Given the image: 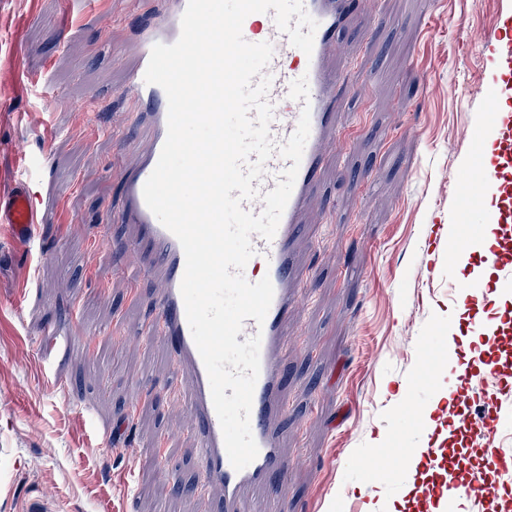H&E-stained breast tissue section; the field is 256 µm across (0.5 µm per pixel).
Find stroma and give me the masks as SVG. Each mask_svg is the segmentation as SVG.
<instances>
[{
	"instance_id": "35a3bbf8",
	"label": "stroma",
	"mask_w": 512,
	"mask_h": 512,
	"mask_svg": "<svg viewBox=\"0 0 512 512\" xmlns=\"http://www.w3.org/2000/svg\"><path fill=\"white\" fill-rule=\"evenodd\" d=\"M165 0H0V29L34 12L21 31L22 63L48 77L61 103L11 98L20 112L0 147L32 151L47 127L40 189L45 260L0 257V300L19 303L0 318V512H207L178 495L175 475H200L172 350L149 334L159 283L134 277L136 255L118 222L123 176L149 147L132 118L128 88L136 33ZM378 23L354 24L337 39L345 68L344 144L306 215L299 247L303 293L283 355L288 412L282 449L294 461L288 512H398L413 471L387 479L368 467L426 447L428 427L448 414L446 393L461 371L498 354L480 335L489 318L512 320V292L485 277L477 296L449 306L429 278L465 279L430 268L428 253L472 144L486 88L512 112V78L498 73L475 36L501 25L496 0H363ZM112 223L111 234L98 225ZM68 326L88 356L63 355L38 326ZM93 408L111 426L99 447L85 419Z\"/></svg>"
}]
</instances>
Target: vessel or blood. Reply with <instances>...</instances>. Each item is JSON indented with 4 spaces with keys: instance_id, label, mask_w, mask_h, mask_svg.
<instances>
[{
    "instance_id": "vessel-or-blood-1",
    "label": "vessel or blood",
    "mask_w": 512,
    "mask_h": 512,
    "mask_svg": "<svg viewBox=\"0 0 512 512\" xmlns=\"http://www.w3.org/2000/svg\"><path fill=\"white\" fill-rule=\"evenodd\" d=\"M168 7L140 32V51L129 74V84L142 106L134 115L137 128L146 131L150 148L136 170L124 178V209L121 220L130 232L127 240L133 251L141 253V274L160 283L152 305L151 329L165 343H173L177 378L186 389L185 404L190 430L195 437V455L201 464L200 485L219 491L215 512H252L248 498L251 489L283 483L289 461L281 450L278 424L287 403L286 379L280 360L288 348L289 325L296 315L299 297V274L296 246L302 238L304 214L322 176L331 150L342 138L344 126L339 117L346 96L345 78L328 65L329 48L337 30L350 25L357 16L359 0H303L306 12L318 28L312 54L292 46L288 34L278 30L272 14L248 16L242 27L246 41L270 42L273 57L266 67L271 77L267 98L273 106L270 134L276 144H284L294 133L302 110L310 112V134L305 144L298 175L275 236L264 239L252 235L254 256L243 269L249 282L270 278L274 296L263 324L246 319L241 336H260V373L255 385L250 411V427L258 445L257 457L243 470H235L227 455L219 418L215 411L207 370L192 337L186 318L180 285L185 269V255L178 239L148 208L143 187L157 165L167 137L168 100L158 85L146 83L144 74L155 44H173L181 35V20L188 0H167ZM481 45L491 51L501 69L512 71V29L492 28L485 32ZM16 41L0 50V80L15 91L37 94L46 103L57 95L19 64ZM307 77V101L291 99L292 81ZM481 127L473 129L475 147L468 166L456 177V205L449 209L453 224H474L479 204L486 195L496 194L499 208L496 222L501 229L497 244L485 257L503 286L512 287V177L505 175V164L512 160V113L499 110L495 101L483 105ZM498 132L496 159H487L481 144L485 129ZM290 160L273 154L264 166L257 186L258 198L243 202L242 207L260 213L264 207L262 193L275 188ZM46 177L40 153L9 154L0 159V225L9 230V239L26 255L43 254L39 230L45 222L39 207L40 187ZM456 433L466 444L479 451L478 465L459 469L448 461L445 434L434 435L428 448L422 449L435 475L434 480L417 489L419 500L440 506L447 496L468 499L473 512H488L490 506L488 476L512 489V394L504 393L490 403L474 406L467 392H458L450 411Z\"/></svg>"
}]
</instances>
